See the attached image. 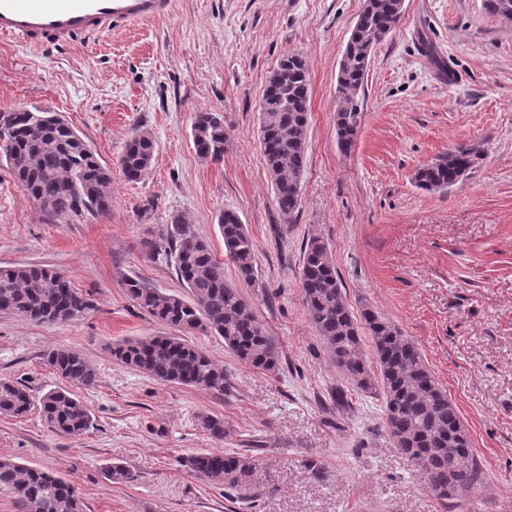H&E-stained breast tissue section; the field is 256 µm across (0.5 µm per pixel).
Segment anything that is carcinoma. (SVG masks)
I'll return each mask as SVG.
<instances>
[{"label":"carcinoma","instance_id":"1","mask_svg":"<svg viewBox=\"0 0 512 512\" xmlns=\"http://www.w3.org/2000/svg\"><path fill=\"white\" fill-rule=\"evenodd\" d=\"M486 10L512 19V0H484ZM401 0H365L339 65L337 81L343 105L336 111L337 142L351 148L361 125L357 95L363 85L373 48L396 27ZM310 72L303 57L289 53L273 69L263 90L259 142L274 189V200L285 224L292 222L302 199V175L310 112ZM33 123L29 109L8 111L0 135V155L25 187L38 210L47 216L112 213V171L92 147L55 112L40 111ZM196 152L220 163L224 158V115L197 112L192 124ZM156 144L141 133L129 140L118 165L128 182H137L150 167ZM483 158L480 147L457 145L414 174L416 185L441 191L456 185ZM225 254L238 280L250 283L257 274L253 238L233 210L218 220ZM169 256L178 277L191 293L185 300L126 281L131 299L161 323L180 329L217 334L245 363L266 371L278 367L275 342L258 321L240 290L224 278V263L210 245L197 237L182 216L171 222ZM300 284L311 325L323 338L336 367L354 388L382 389L386 428L401 450L424 472L440 500L448 499V479L460 495L480 479L469 435L456 406L439 387L418 348L377 313L367 308L355 316L343 300L340 277L325 244L311 240L304 248ZM90 307L68 276L53 267L27 264L0 268V311H14L35 323L71 320ZM374 342L378 372L362 352L361 331ZM112 356L164 383L224 389V370L198 348L173 336L127 339L112 346ZM48 364L74 386L90 387L96 372L80 355L59 347L47 354ZM32 405L28 391L0 379V414L21 417ZM47 423L77 437L91 425L87 407L67 390H50L40 398ZM191 472L214 484L240 492L255 468V458L213 450L188 459ZM0 488L9 491L18 512H83L75 487L61 477L0 459Z\"/></svg>","mask_w":512,"mask_h":512}]
</instances>
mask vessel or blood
Masks as SVG:
<instances>
[{
  "mask_svg": "<svg viewBox=\"0 0 512 512\" xmlns=\"http://www.w3.org/2000/svg\"><path fill=\"white\" fill-rule=\"evenodd\" d=\"M173 0H0V37L63 47L169 14Z\"/></svg>",
  "mask_w": 512,
  "mask_h": 512,
  "instance_id": "1",
  "label": "vessel or blood"
}]
</instances>
